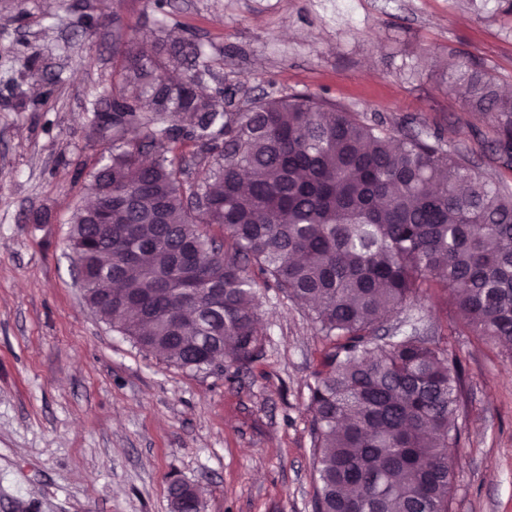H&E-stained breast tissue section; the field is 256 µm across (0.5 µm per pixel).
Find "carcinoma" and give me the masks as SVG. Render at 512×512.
I'll use <instances>...</instances> for the list:
<instances>
[{
    "label": "carcinoma",
    "instance_id": "1",
    "mask_svg": "<svg viewBox=\"0 0 512 512\" xmlns=\"http://www.w3.org/2000/svg\"><path fill=\"white\" fill-rule=\"evenodd\" d=\"M114 54L111 125L92 108L109 159L91 190L112 197L111 224L79 207L69 236L88 307L141 349L203 370L204 350L254 360L260 293L281 291L329 344L310 387L315 512H450L463 370L417 336L370 335L438 290L512 358V193L436 135L383 132L312 93L246 94L227 112L224 89H194L207 68L174 83L137 39ZM448 69L471 111L512 114L486 73ZM493 150L512 168V121Z\"/></svg>",
    "mask_w": 512,
    "mask_h": 512
}]
</instances>
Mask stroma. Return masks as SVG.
Returning <instances> with one entry per match:
<instances>
[{
  "label": "stroma",
  "mask_w": 512,
  "mask_h": 512,
  "mask_svg": "<svg viewBox=\"0 0 512 512\" xmlns=\"http://www.w3.org/2000/svg\"><path fill=\"white\" fill-rule=\"evenodd\" d=\"M494 0H0V512H314L309 407L324 343L276 289L246 368L192 371L141 350L85 304L69 219L104 164L117 43L166 57L199 44L207 92L308 91L386 129L441 135L512 188L491 148L501 118L470 111L447 64L512 94V20ZM418 330L464 371L451 512H512V360L428 296L375 338Z\"/></svg>",
  "instance_id": "stroma-1"
}]
</instances>
